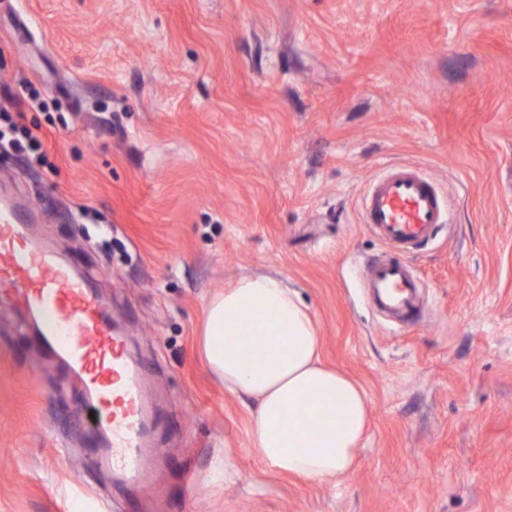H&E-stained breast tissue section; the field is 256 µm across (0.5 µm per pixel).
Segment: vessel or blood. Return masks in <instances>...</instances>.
<instances>
[{
  "label": "vessel or blood",
  "instance_id": "b4317fda",
  "mask_svg": "<svg viewBox=\"0 0 512 512\" xmlns=\"http://www.w3.org/2000/svg\"><path fill=\"white\" fill-rule=\"evenodd\" d=\"M362 212L386 243L407 248L449 219L434 180L408 166L374 179ZM27 222L24 206L0 200V296L29 315L42 341L81 379L86 404L98 411L90 451L124 483H137L154 426L142 369L97 289L40 248ZM363 278L378 309L404 317L418 311L421 282L404 263L369 264Z\"/></svg>",
  "mask_w": 512,
  "mask_h": 512
}]
</instances>
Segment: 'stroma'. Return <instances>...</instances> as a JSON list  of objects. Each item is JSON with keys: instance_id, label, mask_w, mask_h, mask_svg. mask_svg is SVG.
Wrapping results in <instances>:
<instances>
[{"instance_id": "obj_1", "label": "stroma", "mask_w": 512, "mask_h": 512, "mask_svg": "<svg viewBox=\"0 0 512 512\" xmlns=\"http://www.w3.org/2000/svg\"><path fill=\"white\" fill-rule=\"evenodd\" d=\"M0 109L45 152H0V187L91 276L157 410L155 463L121 486L83 449L79 380L0 306V512H512V0H0ZM394 163L451 202L410 251L359 209ZM386 257L422 281L412 321L362 286ZM254 274L367 393L348 476L264 467L254 401L199 357L206 302Z\"/></svg>"}]
</instances>
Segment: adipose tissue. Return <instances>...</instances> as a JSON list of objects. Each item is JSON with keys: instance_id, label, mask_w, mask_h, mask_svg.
I'll return each mask as SVG.
<instances>
[{"instance_id": "adipose-tissue-1", "label": "adipose tissue", "mask_w": 512, "mask_h": 512, "mask_svg": "<svg viewBox=\"0 0 512 512\" xmlns=\"http://www.w3.org/2000/svg\"><path fill=\"white\" fill-rule=\"evenodd\" d=\"M198 350L226 391L255 400L251 443L264 466L319 482L353 470L367 395L322 363L308 308L279 278L244 277L211 298ZM312 395L320 401L316 417L302 411Z\"/></svg>"}]
</instances>
